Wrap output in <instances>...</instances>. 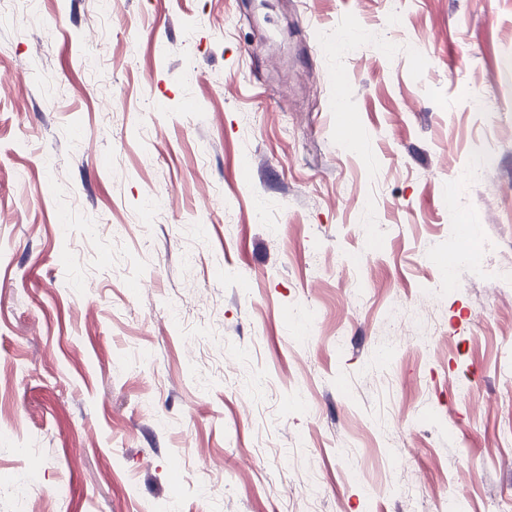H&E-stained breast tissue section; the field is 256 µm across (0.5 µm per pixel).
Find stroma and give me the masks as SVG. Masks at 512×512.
I'll return each mask as SVG.
<instances>
[{
  "instance_id": "obj_1",
  "label": "stroma",
  "mask_w": 512,
  "mask_h": 512,
  "mask_svg": "<svg viewBox=\"0 0 512 512\" xmlns=\"http://www.w3.org/2000/svg\"><path fill=\"white\" fill-rule=\"evenodd\" d=\"M389 8L0 0V512H512V0Z\"/></svg>"
}]
</instances>
